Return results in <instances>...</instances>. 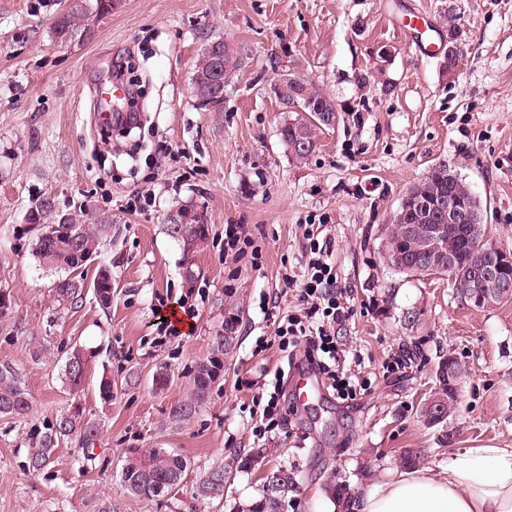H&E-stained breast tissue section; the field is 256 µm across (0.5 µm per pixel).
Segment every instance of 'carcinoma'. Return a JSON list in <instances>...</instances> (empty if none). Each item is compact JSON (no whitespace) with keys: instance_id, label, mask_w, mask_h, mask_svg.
I'll list each match as a JSON object with an SVG mask.
<instances>
[{"instance_id":"1","label":"carcinoma","mask_w":512,"mask_h":512,"mask_svg":"<svg viewBox=\"0 0 512 512\" xmlns=\"http://www.w3.org/2000/svg\"><path fill=\"white\" fill-rule=\"evenodd\" d=\"M121 0H95V7L86 4V0H72L69 9L60 14L53 26V36L66 41L75 36L82 28V22L90 10L99 15L110 14L120 6ZM226 40L222 37L211 39L203 49L192 78V93L199 103L214 97L215 77L220 75L224 87L234 84V78L245 63L241 48L234 47L232 52L224 53ZM220 74H215V70ZM298 104L306 115L294 120H285L280 126V138L289 155L299 161L308 158L310 151L299 148V140L306 141L310 147H316V131L328 127L321 115H336V103L315 83L305 81L301 87ZM406 195L410 196L407 206L400 208L387 225V241L390 247L403 254V263L408 266L416 254L418 243L414 240H402L400 224H424L428 212L422 203L443 196H451L458 205L478 214L474 224H454L450 227L446 244L448 252L455 257V269L448 273L454 279L457 293L464 301H469L472 293L470 273L483 262L492 259V255L478 254L473 251V242L487 237L484 210L469 185L448 169V164L433 165L427 174ZM185 211V224H169V235L182 247L185 263L183 272L196 271L193 258L197 251L188 247V240L197 237H209V225L204 208L190 199L177 206ZM111 227L102 223H86L80 217L69 218L67 224H48L35 244V253L44 264L75 271L85 265L88 257L100 252L110 234ZM100 280L93 286L96 300L103 308L112 305V271L107 266L98 268ZM235 336L221 334L215 337L210 358L202 362L193 376L190 392L171 412L170 419L175 423L189 421L203 405L216 380L210 376L207 364L211 360L224 361L233 346ZM87 356L75 347L66 356L63 376L73 388L81 387L86 373ZM29 409L27 392L16 369L9 364H0V415L19 416ZM98 425L86 419L77 410H67L56 418L55 423L40 432L35 438V447L28 456V469L38 472L51 461L55 448L64 437L75 438L81 448L88 452L99 437ZM188 468L187 461L163 448H131L123 467L122 482L126 491L140 498H155L167 495L180 488ZM233 467L217 466L210 469L197 486V493L203 497L223 500L225 484L231 480ZM292 487V477L288 468L280 466L267 472L264 477L262 494L246 506L243 512H278L280 500ZM327 492L335 507V512H356L357 494L350 484L337 482L328 486Z\"/></svg>"}]
</instances>
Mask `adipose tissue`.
Returning <instances> with one entry per match:
<instances>
[{
    "label": "adipose tissue",
    "instance_id": "1",
    "mask_svg": "<svg viewBox=\"0 0 512 512\" xmlns=\"http://www.w3.org/2000/svg\"><path fill=\"white\" fill-rule=\"evenodd\" d=\"M359 512H512V448L449 455L437 473H399L366 493Z\"/></svg>",
    "mask_w": 512,
    "mask_h": 512
}]
</instances>
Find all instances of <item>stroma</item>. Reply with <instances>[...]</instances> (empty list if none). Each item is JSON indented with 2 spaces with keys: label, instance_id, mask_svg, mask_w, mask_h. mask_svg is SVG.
<instances>
[{
  "label": "stroma",
  "instance_id": "obj_1",
  "mask_svg": "<svg viewBox=\"0 0 512 512\" xmlns=\"http://www.w3.org/2000/svg\"><path fill=\"white\" fill-rule=\"evenodd\" d=\"M59 10L60 0H0V364L20 373L30 402L26 414L0 417V512H232L281 465L296 488L280 512H333L328 484L379 489L400 472L404 450L438 471L452 453L512 448V300L477 309L447 277L401 272L385 258L407 189L440 161L486 204L489 239L512 250V0H122L67 43L51 33ZM413 13L423 31L402 30ZM217 36L236 42L247 64L224 101L204 108L192 76ZM132 56L146 92L127 148L106 137L97 85ZM287 75L318 84L338 109L303 161L279 138L286 114L272 86ZM142 196L147 206L134 209ZM46 198L52 211L38 214ZM191 198L205 204L211 234L190 288L166 225ZM80 213L112 226L99 256L112 267L107 311L89 285L96 266L71 304L56 294L65 272L35 254L42 225ZM313 222L331 240L353 310L336 329L345 370L369 388L353 401L326 394L259 440L252 398L288 367L276 327L303 307ZM228 224L245 226L261 265L225 255ZM172 305L188 313L190 333L165 334L161 314ZM231 315L236 340L219 383L194 418L172 424ZM73 347L88 357L76 390L62 376ZM450 355L465 368L460 400L433 426L421 410ZM396 357L403 369L386 372ZM75 406L100 427L92 460L64 438L53 463L29 471L36 434ZM132 448L183 456L179 490L126 493ZM219 464L237 468L223 502L198 497Z\"/></svg>",
  "mask_w": 512,
  "mask_h": 512
}]
</instances>
